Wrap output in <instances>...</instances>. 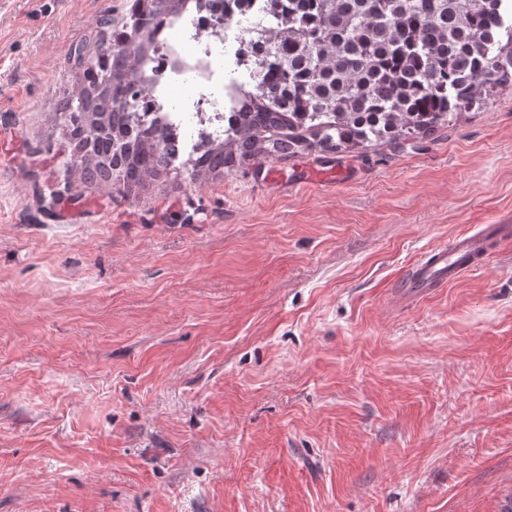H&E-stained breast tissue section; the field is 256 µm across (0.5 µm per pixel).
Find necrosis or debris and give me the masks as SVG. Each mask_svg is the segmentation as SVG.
Instances as JSON below:
<instances>
[{
    "instance_id": "4bbe7bcc",
    "label": "necrosis or debris",
    "mask_w": 512,
    "mask_h": 512,
    "mask_svg": "<svg viewBox=\"0 0 512 512\" xmlns=\"http://www.w3.org/2000/svg\"><path fill=\"white\" fill-rule=\"evenodd\" d=\"M268 8L267 0H198L187 13L168 22L167 32L157 34L145 100L172 135L176 155L196 148V130L220 134L229 125L232 115L224 110V76L253 79L250 62L255 48L247 43L246 26L261 19ZM173 29L195 44L191 56H184L180 44L170 37ZM214 31L220 32V40L211 39ZM184 80L200 86L201 94L170 106L168 88Z\"/></svg>"
}]
</instances>
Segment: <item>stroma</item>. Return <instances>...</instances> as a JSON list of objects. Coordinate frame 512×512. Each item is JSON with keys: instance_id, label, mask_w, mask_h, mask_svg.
Here are the masks:
<instances>
[{"instance_id": "obj_1", "label": "stroma", "mask_w": 512, "mask_h": 512, "mask_svg": "<svg viewBox=\"0 0 512 512\" xmlns=\"http://www.w3.org/2000/svg\"><path fill=\"white\" fill-rule=\"evenodd\" d=\"M127 2L0 0V512H500L512 236L397 284L512 225V86L398 146L111 194L55 112ZM487 232L477 231L458 237L451 245L437 247L415 263L400 288L410 298L427 295L432 288L456 280L463 273L481 267L489 255Z\"/></svg>"}]
</instances>
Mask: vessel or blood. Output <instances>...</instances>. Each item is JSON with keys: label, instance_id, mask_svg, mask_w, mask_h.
<instances>
[{"label": "vessel or blood", "instance_id": "b4317fda", "mask_svg": "<svg viewBox=\"0 0 512 512\" xmlns=\"http://www.w3.org/2000/svg\"><path fill=\"white\" fill-rule=\"evenodd\" d=\"M489 255L486 233H468L451 245L437 247L415 263L401 286L406 296L420 298L433 288L456 280L463 273L484 265Z\"/></svg>", "mask_w": 512, "mask_h": 512}]
</instances>
